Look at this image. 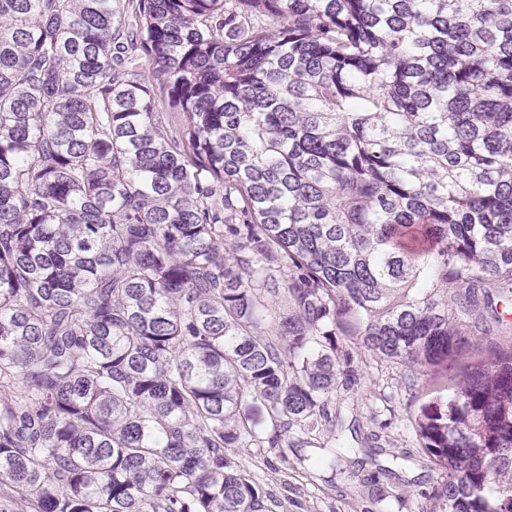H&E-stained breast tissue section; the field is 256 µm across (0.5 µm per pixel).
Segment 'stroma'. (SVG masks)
Segmentation results:
<instances>
[{
  "instance_id": "stroma-1",
  "label": "stroma",
  "mask_w": 512,
  "mask_h": 512,
  "mask_svg": "<svg viewBox=\"0 0 512 512\" xmlns=\"http://www.w3.org/2000/svg\"><path fill=\"white\" fill-rule=\"evenodd\" d=\"M398 377L395 369L356 365L349 390L331 406L352 448L336 466L325 463L331 439L326 432L318 446L289 452L287 465H280L274 448L237 449L239 464L281 499L284 512H418L437 474L414 453L409 415L419 403L399 389ZM382 465L394 475L390 497L379 500L371 480Z\"/></svg>"
}]
</instances>
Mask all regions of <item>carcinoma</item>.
Returning <instances> with one entry per match:
<instances>
[{
    "label": "carcinoma",
    "mask_w": 512,
    "mask_h": 512,
    "mask_svg": "<svg viewBox=\"0 0 512 512\" xmlns=\"http://www.w3.org/2000/svg\"><path fill=\"white\" fill-rule=\"evenodd\" d=\"M502 304L512 0H0V512H276L362 357L512 512Z\"/></svg>",
    "instance_id": "carcinoma-1"
}]
</instances>
